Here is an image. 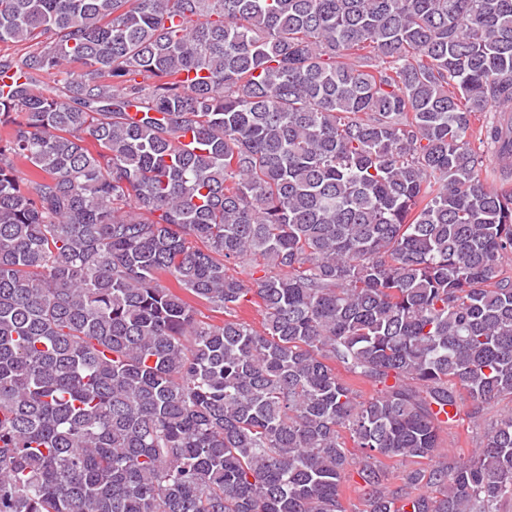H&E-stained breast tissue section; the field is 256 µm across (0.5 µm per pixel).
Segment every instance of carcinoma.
<instances>
[{"instance_id": "cac0c4a2", "label": "carcinoma", "mask_w": 512, "mask_h": 512, "mask_svg": "<svg viewBox=\"0 0 512 512\" xmlns=\"http://www.w3.org/2000/svg\"><path fill=\"white\" fill-rule=\"evenodd\" d=\"M0 44V512H506L511 411L440 448L512 398V0H0ZM462 397L464 407L461 406L459 421L456 423L458 426L452 430L451 434L443 435L442 449L445 453H448V459H457L459 453H461V456H463V453L467 456L471 449L476 448L480 441L484 439L487 432L485 424L495 419L503 409L512 408L510 399L492 403L485 410L484 419H486V423L480 421L481 424L476 426L465 415L466 408L469 406V399L465 394Z\"/></svg>"}]
</instances>
